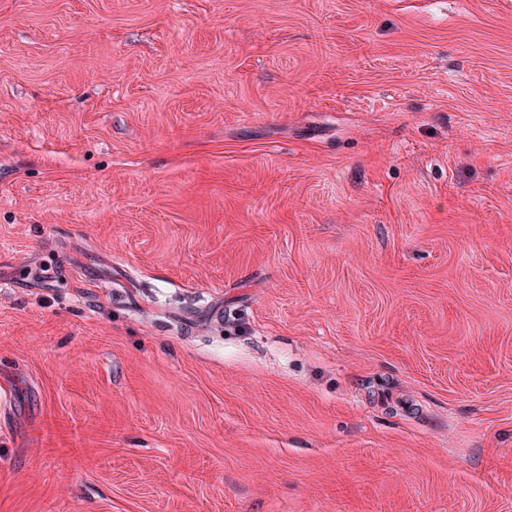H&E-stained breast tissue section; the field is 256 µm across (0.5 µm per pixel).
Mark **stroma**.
Wrapping results in <instances>:
<instances>
[{
  "mask_svg": "<svg viewBox=\"0 0 512 512\" xmlns=\"http://www.w3.org/2000/svg\"><path fill=\"white\" fill-rule=\"evenodd\" d=\"M0 512H512V0H0Z\"/></svg>",
  "mask_w": 512,
  "mask_h": 512,
  "instance_id": "35a3bbf8",
  "label": "stroma"
}]
</instances>
